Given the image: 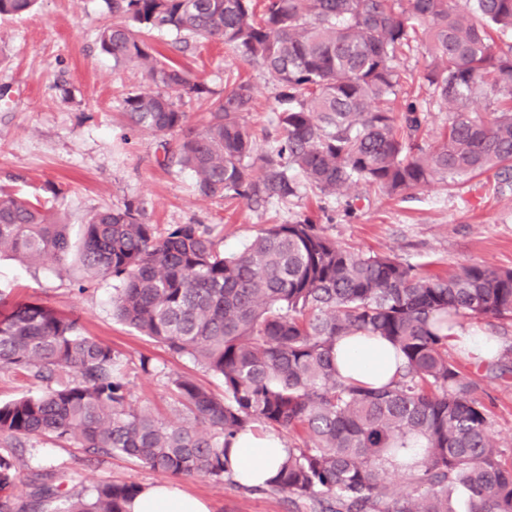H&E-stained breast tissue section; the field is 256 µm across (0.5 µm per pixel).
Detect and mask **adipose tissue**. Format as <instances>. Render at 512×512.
Wrapping results in <instances>:
<instances>
[{
	"mask_svg": "<svg viewBox=\"0 0 512 512\" xmlns=\"http://www.w3.org/2000/svg\"><path fill=\"white\" fill-rule=\"evenodd\" d=\"M336 365L347 378L373 386L388 384L396 375L398 360L388 346L368 336H344L336 342ZM287 450L273 434L248 433L228 450L235 479L244 485H261L273 479ZM128 512H209L201 500L166 484L146 486L127 506Z\"/></svg>",
	"mask_w": 512,
	"mask_h": 512,
	"instance_id": "obj_1",
	"label": "adipose tissue"
}]
</instances>
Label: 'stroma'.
<instances>
[{"label": "stroma", "mask_w": 512, "mask_h": 512, "mask_svg": "<svg viewBox=\"0 0 512 512\" xmlns=\"http://www.w3.org/2000/svg\"><path fill=\"white\" fill-rule=\"evenodd\" d=\"M108 16L106 0H39L32 14L0 18V186L40 200L72 232H79L93 211L134 203L160 227L212 229L228 255L242 251L269 225L309 219L351 251L390 254L433 273L449 274L469 264L512 267V182L490 174L437 179L397 196L362 183L327 196L301 179L295 196L285 200L199 197L189 170L165 165L158 140L127 126L120 101L146 83L139 68L114 67L101 51L97 28ZM152 41L192 80L213 91H222L229 77L252 83L254 108L244 122L254 150L246 164L252 175H260L263 156L281 134L277 81L219 42L197 38L178 50L174 34L165 31L154 33ZM425 63V50L418 45L397 61L399 71L411 78L403 96L416 99L426 115L418 141L427 147L438 140L450 115L418 78ZM74 281V275L2 256L0 310L34 302L79 317L86 335L124 354L140 405L166 419L178 418L170 377L190 376L223 395L220 377L113 319L112 280L84 294L75 291ZM144 358L150 359L151 371L141 370ZM468 369L477 396L493 406L494 438L512 459V374L501 373L492 360ZM15 455L22 470L76 471L88 485L167 480L125 457L89 463L81 449L43 440L28 441ZM175 483L206 502L209 512H288L279 497L249 493L228 481L179 477Z\"/></svg>", "instance_id": "stroma-1"}]
</instances>
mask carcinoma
I'll return each instance as SVG.
<instances>
[{
  "mask_svg": "<svg viewBox=\"0 0 512 512\" xmlns=\"http://www.w3.org/2000/svg\"><path fill=\"white\" fill-rule=\"evenodd\" d=\"M37 0H0V17ZM98 29L117 66L141 68L126 94L129 125L160 140L164 160L190 170L203 198H287L301 174L325 195L364 182L390 195L437 176L512 171V0H112ZM167 30L212 38L276 78L283 140L255 177L243 124L255 90L227 81L203 128L178 105L211 94L148 41ZM424 46L422 79L451 112L424 150L415 101L393 106L395 60ZM489 100V115L471 108ZM118 282L113 315L224 382L216 396L171 380L175 422L136 403L124 355L84 334L79 318L40 304L0 315V372L41 393L0 403V512H127L140 485L87 487L55 468L23 474L7 448L50 439L86 460L122 456L172 476L233 481L227 450L259 428L286 431L288 456L261 488L290 512H512V465L492 436L489 407L448 354L459 319L512 320V269L471 264L430 273L391 255H360L317 224H273L226 256L195 224L160 231L144 210L90 214L79 243L50 209L0 189V254ZM364 334L402 361L381 388L336 370V341ZM19 483L27 497L12 493Z\"/></svg>",
  "mask_w": 512,
  "mask_h": 512,
  "instance_id": "1",
  "label": "carcinoma"
}]
</instances>
